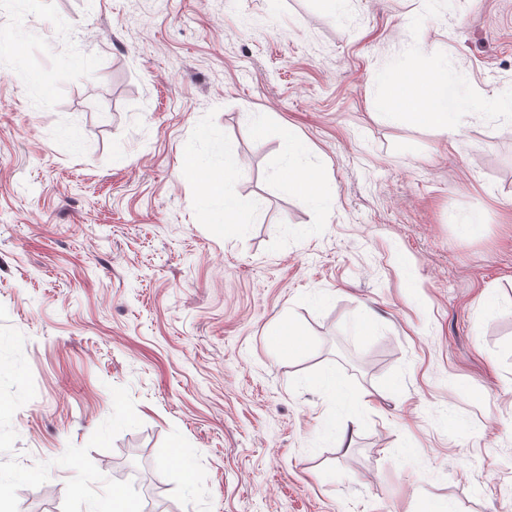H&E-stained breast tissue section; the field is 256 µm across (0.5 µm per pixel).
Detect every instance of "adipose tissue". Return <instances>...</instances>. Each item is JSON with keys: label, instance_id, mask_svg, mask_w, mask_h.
<instances>
[{"label": "adipose tissue", "instance_id": "1", "mask_svg": "<svg viewBox=\"0 0 512 512\" xmlns=\"http://www.w3.org/2000/svg\"><path fill=\"white\" fill-rule=\"evenodd\" d=\"M377 107L382 115L396 116L408 122L435 128L441 132H456L455 115L458 111L456 92L439 64L424 62L407 67L378 98ZM240 165L232 150H225L222 169L190 160L185 173L211 197L221 198L224 204V221L239 223L245 214L254 212V201L246 196L229 194L226 184Z\"/></svg>", "mask_w": 512, "mask_h": 512}]
</instances>
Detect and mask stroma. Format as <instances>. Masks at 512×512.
I'll use <instances>...</instances> for the list:
<instances>
[{
  "label": "stroma",
  "mask_w": 512,
  "mask_h": 512,
  "mask_svg": "<svg viewBox=\"0 0 512 512\" xmlns=\"http://www.w3.org/2000/svg\"><path fill=\"white\" fill-rule=\"evenodd\" d=\"M0 30V512L142 498L132 448L175 512H512V0H0ZM421 52L458 134L378 112ZM228 147L237 224L183 171Z\"/></svg>",
  "instance_id": "stroma-1"
}]
</instances>
